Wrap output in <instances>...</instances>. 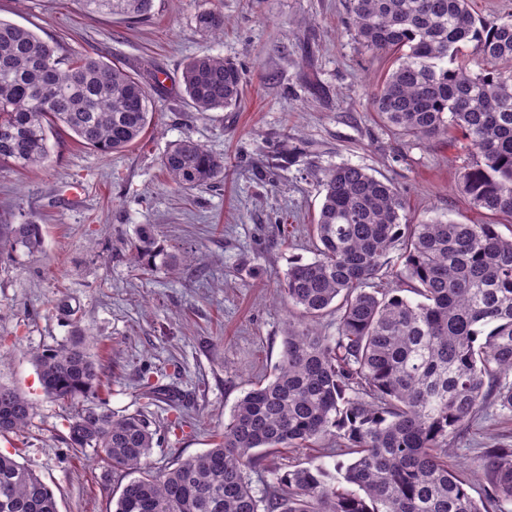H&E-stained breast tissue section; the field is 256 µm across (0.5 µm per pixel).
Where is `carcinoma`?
I'll return each instance as SVG.
<instances>
[{"mask_svg":"<svg viewBox=\"0 0 512 512\" xmlns=\"http://www.w3.org/2000/svg\"><path fill=\"white\" fill-rule=\"evenodd\" d=\"M88 14L139 19L153 0H78ZM349 24L368 50L393 58L372 109L400 132L462 142L461 188L470 204L512 228V18L487 22L469 0H349ZM220 35L224 16L196 13ZM151 72L134 77L90 55L73 56L29 28L0 20V162L45 165L48 133L71 132L103 154L121 152L150 126ZM182 84L198 112L239 106L243 73L217 55L191 58ZM171 184L190 190L224 176V158L181 139L162 158ZM315 256L290 264L288 304L314 320L333 312L338 335L288 326L272 378L236 403L214 447L164 469L143 464L155 432L140 413L114 416L96 403L98 369L82 334L34 355L44 392L75 407L67 443L130 475L112 512H502L512 502V449L481 457L483 500L448 464L455 437L489 398L512 413V235L495 224L405 223L392 183L354 164L322 170ZM397 288L373 280L395 244ZM41 226L0 224V254L39 252ZM133 266L175 263L140 229ZM409 291L412 300L401 295ZM34 406L0 384V437L31 422ZM336 437L340 478L323 467L273 469L277 490L257 497L248 472L264 454ZM0 512H58L35 471L0 452Z\"/></svg>","mask_w":512,"mask_h":512,"instance_id":"obj_1","label":"carcinoma"}]
</instances>
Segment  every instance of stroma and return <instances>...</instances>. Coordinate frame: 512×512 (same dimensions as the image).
Segmentation results:
<instances>
[{"label":"stroma","instance_id":"1","mask_svg":"<svg viewBox=\"0 0 512 512\" xmlns=\"http://www.w3.org/2000/svg\"><path fill=\"white\" fill-rule=\"evenodd\" d=\"M213 6L224 14L220 37L194 23ZM0 19L160 79L154 121L126 150L104 156L62 133L50 138L44 167L0 164V222H33L43 236L38 253L0 255V383L35 406L23 434L0 438V452L40 475L59 512H111L126 479L103 482L92 453L66 443L69 409L45 395L33 352L82 332L100 398L112 413L148 418L157 444L147 464L162 468L213 447L237 401L270 378L288 323L302 322L280 284L290 262L314 257L322 169L348 162L393 182L412 224L492 220L460 188V143L403 135L372 110L392 60L347 28L346 0H154L144 20L88 15L74 0H0ZM206 53L242 68L239 107L193 108L181 72ZM186 137L223 156V181L167 185L161 157ZM145 224L176 254V270L135 269L130 245ZM335 445L326 437L270 454L268 467L249 473L255 494L272 491L270 465L333 468ZM491 448H512V416L493 407L448 443L477 499L487 488L480 457Z\"/></svg>","mask_w":512,"mask_h":512}]
</instances>
